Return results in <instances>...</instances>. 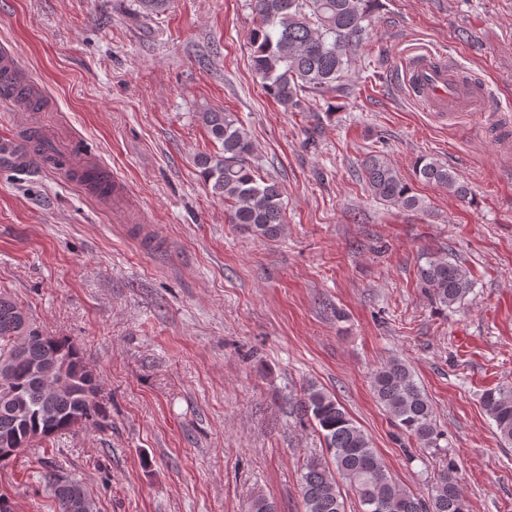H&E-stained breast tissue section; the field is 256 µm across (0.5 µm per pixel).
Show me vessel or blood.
<instances>
[{
	"label": "vessel or blood",
	"mask_w": 512,
	"mask_h": 512,
	"mask_svg": "<svg viewBox=\"0 0 512 512\" xmlns=\"http://www.w3.org/2000/svg\"><path fill=\"white\" fill-rule=\"evenodd\" d=\"M401 68L409 94L427 110L454 116L484 111L486 94L465 71L447 63L438 52L411 48L404 54ZM32 159L31 152L14 148L10 136L0 137V161L6 166L22 170Z\"/></svg>",
	"instance_id": "obj_1"
}]
</instances>
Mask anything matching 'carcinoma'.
Returning a JSON list of instances; mask_svg holds the SVG:
<instances>
[{"instance_id":"cac0c4a2","label":"carcinoma","mask_w":512,"mask_h":512,"mask_svg":"<svg viewBox=\"0 0 512 512\" xmlns=\"http://www.w3.org/2000/svg\"><path fill=\"white\" fill-rule=\"evenodd\" d=\"M255 26L251 61L266 93L284 111L302 109L306 95L326 96L342 89V78L352 66L372 22L376 0H250ZM9 83L18 88V100L43 105L34 90L21 85L16 73ZM208 135L218 151L196 158L197 168L212 197L228 207V223L253 237L273 239L284 231L283 191L274 180L256 175L249 163L255 146L247 130L230 112H204ZM34 154L54 155L40 135L27 134ZM362 175L372 195L405 209L418 210L423 200L379 155L366 157ZM418 180L435 184L459 196L466 189L434 158L416 161ZM417 266L419 283L431 301L447 310L465 304L473 282L459 262L426 252ZM9 362L7 389L0 395V439L14 437L17 446L69 433L107 419L101 384L74 342L47 335L15 300L0 293V360ZM377 402L393 422L434 454L448 452L444 434L433 419V406L406 362L391 359L371 376ZM482 405L493 420L500 440L512 444V385L488 388ZM298 407L315 423L331 461L311 457L301 475L304 512H346L342 487L357 498L360 512H469L460 488L457 468L448 459L427 497L404 490L391 477L368 435L356 425L336 398L314 384L303 389ZM57 512H77L73 500L96 512V504L81 481L49 473Z\"/></svg>"}]
</instances>
